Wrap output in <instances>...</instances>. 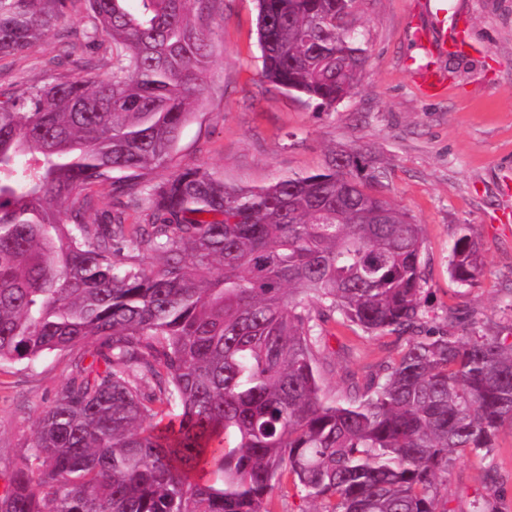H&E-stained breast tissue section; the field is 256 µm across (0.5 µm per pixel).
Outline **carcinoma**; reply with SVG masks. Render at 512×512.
Listing matches in <instances>:
<instances>
[{"label": "carcinoma", "instance_id": "carcinoma-1", "mask_svg": "<svg viewBox=\"0 0 512 512\" xmlns=\"http://www.w3.org/2000/svg\"><path fill=\"white\" fill-rule=\"evenodd\" d=\"M78 2L111 39L107 76L69 32L82 76L0 100V362L92 361L38 416L0 512H270L285 475L324 512H437L448 452L488 455L512 431V342L470 335L456 309L428 326L421 225L358 149L260 187L186 168L129 198L148 223L91 219V186L172 161L212 0H0V58ZM257 2L265 80L327 108L351 94L367 61L353 0ZM484 267L461 227L450 276ZM334 320L406 338L341 400L318 369Z\"/></svg>", "mask_w": 512, "mask_h": 512}]
</instances>
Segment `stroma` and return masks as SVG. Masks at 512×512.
I'll use <instances>...</instances> for the list:
<instances>
[{"label":"stroma","instance_id":"35a3bbf8","mask_svg":"<svg viewBox=\"0 0 512 512\" xmlns=\"http://www.w3.org/2000/svg\"><path fill=\"white\" fill-rule=\"evenodd\" d=\"M427 0H358L355 28L368 61L353 94L323 109L262 77L254 0H216L208 27L211 69L200 104L183 127L173 161L147 171L150 180L185 168H205L229 186H262L288 173L323 169L338 150L361 147L388 172L385 196L421 224L429 323L449 309L471 312L475 335L497 326L512 341V0H448L449 25L467 28L461 56H439L448 90L420 93L407 69L419 56L411 29L434 26ZM84 11L69 13L24 53L0 59V99L72 74L62 34L86 31ZM470 225L480 240L484 276L460 285L448 275L457 230ZM319 361L327 398L344 397L404 347L396 335L367 334L329 322ZM82 348L49 354L34 364H0V487L11 462L29 444L40 411L65 385ZM498 475L486 482L487 470ZM512 512V433L503 432L485 458L455 452L439 479V512H471L480 498Z\"/></svg>","mask_w":512,"mask_h":512}]
</instances>
